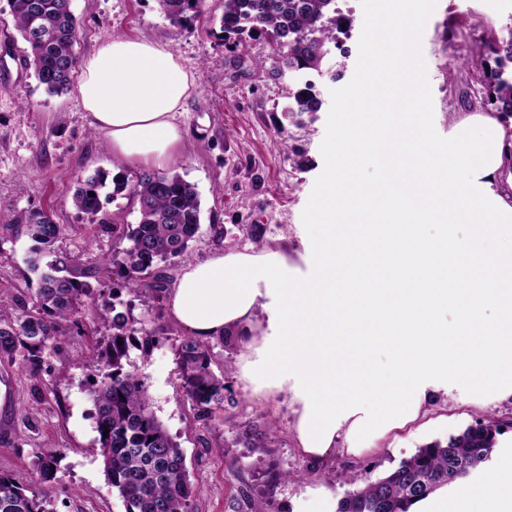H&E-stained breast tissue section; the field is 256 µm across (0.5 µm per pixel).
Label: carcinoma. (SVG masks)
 Here are the masks:
<instances>
[{"label": "carcinoma", "mask_w": 512, "mask_h": 512, "mask_svg": "<svg viewBox=\"0 0 512 512\" xmlns=\"http://www.w3.org/2000/svg\"><path fill=\"white\" fill-rule=\"evenodd\" d=\"M174 26L199 20L203 0H156ZM14 27L25 48L19 54L34 71L39 84L59 94L71 84L76 64L74 47L79 25L72 0H8ZM349 21L336 15V0H224L220 28L224 40L237 48L244 36H269L277 47V73L318 70L336 44V33ZM512 60V32L502 39L481 44L468 63L482 70L488 97L480 105H492L512 116V82L502 81L496 70L486 68L502 58ZM320 102L311 84L292 93L288 112H315ZM104 176L96 172L77 178L72 203L81 212L96 216L103 208ZM94 196H88V193ZM139 213L135 224L112 225V237L123 248L124 261L118 278L145 304L160 298L167 280L159 265L184 255L201 224V201L193 184L176 172L143 168L129 189ZM24 236L32 245L28 269L38 288L30 300H20L18 314L6 315L0 300V362H14L18 352L35 364L43 347L60 336V321L77 323L83 308L95 301L90 279L110 277L109 262L98 270L82 267L79 257L60 252L55 244L61 227L43 211H31L14 224H1L0 232ZM112 320V349L105 354L108 367L100 384L91 390L105 475L125 503L126 512H189L192 485L183 451L150 409L144 380L126 369L130 347L138 337L122 314ZM123 344H118L117 340ZM177 365L183 388L197 414L207 418L213 410L238 405L226 374L212 369L211 347L184 336L177 347ZM499 428L475 431L469 427L433 441L415 451L393 471L376 479L348 476L356 489L338 501L336 512H409V508L438 489L468 477L491 456ZM56 459H38L35 471L43 487L27 493L14 478L0 473V512H53L48 508L54 493Z\"/></svg>", "instance_id": "1"}]
</instances>
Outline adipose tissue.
<instances>
[{
  "mask_svg": "<svg viewBox=\"0 0 512 512\" xmlns=\"http://www.w3.org/2000/svg\"><path fill=\"white\" fill-rule=\"evenodd\" d=\"M420 20L414 13L399 27L377 26L372 76L358 91L375 109L345 132L381 178L366 183L350 168L334 175L313 275L291 281L273 252H218L188 265L169 290L175 321L204 342L249 330L260 298L278 302L276 334L254 337L238 371L254 391L288 389L296 441L316 464L338 449L376 450L424 419L436 394H450L449 376L465 378L477 400L512 394V168L504 161L512 134L494 118H465L442 157L422 165L426 90L409 34ZM193 83L164 44L117 36L83 61L78 96L117 161L163 169L181 154L176 116ZM427 222L446 233L426 238ZM458 224L471 227L467 243L453 234ZM492 238L511 244L492 250ZM491 304L500 312L493 322ZM448 306L458 317L452 327L438 322ZM410 512H512V461L489 484H460L452 500L434 493Z\"/></svg>",
  "mask_w": 512,
  "mask_h": 512,
  "instance_id": "ef3b65f1",
  "label": "adipose tissue"
}]
</instances>
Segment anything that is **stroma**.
Here are the masks:
<instances>
[{
  "label": "stroma",
  "instance_id": "35a3bbf8",
  "mask_svg": "<svg viewBox=\"0 0 512 512\" xmlns=\"http://www.w3.org/2000/svg\"><path fill=\"white\" fill-rule=\"evenodd\" d=\"M337 6L351 26L321 71L279 78L271 70L275 48L267 38L250 39L236 51L213 29L224 0H204L203 19L181 28L171 25L156 0H72L78 59L109 38L137 36L167 45L197 77L177 117L184 142L172 169L194 184L201 224L184 258L167 263L169 279L216 250L247 248L282 254L289 278L307 279L313 245L325 232L320 196L341 163L328 146L342 141L345 125L366 116V104L348 100L347 92L369 76L366 49L378 23L423 7V23L414 32L427 90L423 120L440 147L467 117L461 96L474 88L477 76L473 69L448 65L458 56L462 34L479 43L504 36L512 25V0H337ZM308 81L320 109L285 115L289 95ZM97 171L106 185L96 218L73 206L72 193L77 176ZM135 173L113 158L104 137L90 127L75 90L48 95L32 71L8 59L0 73V223L43 210L62 227L59 247L79 256L85 267L117 259L113 225L138 221L119 186L133 183ZM253 224L261 228L256 240L249 234ZM28 248L26 238L0 234V298L26 299L34 292ZM112 287L108 280L98 285L96 308L83 311L80 325L62 323L61 337L49 343L37 364L0 362V473L34 486V460L54 454L55 512H125L104 473L90 394L105 372L91 351L105 349L112 339L111 325L101 323L95 311L111 306L130 327L150 330L156 338L147 350L131 349L128 363L144 376L153 413L184 452L194 487L191 512H234L246 496L263 502L268 512H311L309 492L316 488L324 494V512H335L351 490L346 475H383L420 446L490 420L500 428L497 444L468 483L483 484L512 458V396L486 407L460 401L468 390L460 377L457 396L431 404L425 426L397 431L374 454L353 458L339 452L327 463L313 464L297 447L287 391L256 392L238 378L237 362L252 335L231 349L213 345L212 367L227 369L240 402L223 415L200 418L182 387L176 349L183 330L167 300L147 308L128 292L113 295ZM266 429L273 432L267 447L246 446L245 435Z\"/></svg>",
  "mask_w": 512,
  "mask_h": 512
}]
</instances>
